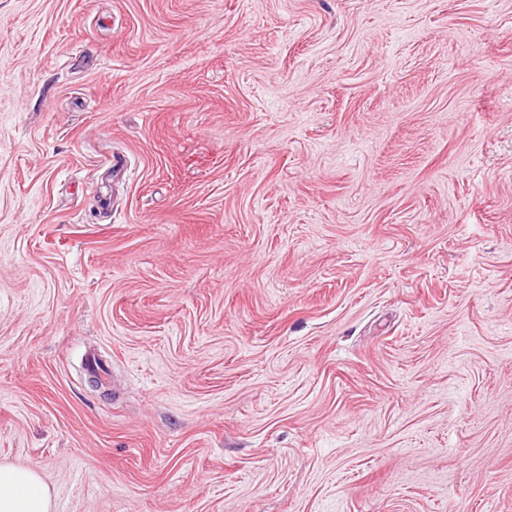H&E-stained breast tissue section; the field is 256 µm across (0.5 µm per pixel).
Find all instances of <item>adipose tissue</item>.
<instances>
[{
    "label": "adipose tissue",
    "mask_w": 512,
    "mask_h": 512,
    "mask_svg": "<svg viewBox=\"0 0 512 512\" xmlns=\"http://www.w3.org/2000/svg\"><path fill=\"white\" fill-rule=\"evenodd\" d=\"M48 485L36 470L0 462V512H53Z\"/></svg>",
    "instance_id": "adipose-tissue-1"
}]
</instances>
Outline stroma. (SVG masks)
Here are the masks:
<instances>
[{"label": "stroma", "instance_id": "stroma-1", "mask_svg": "<svg viewBox=\"0 0 512 512\" xmlns=\"http://www.w3.org/2000/svg\"><path fill=\"white\" fill-rule=\"evenodd\" d=\"M0 459L512 512V0H0Z\"/></svg>", "mask_w": 512, "mask_h": 512}]
</instances>
